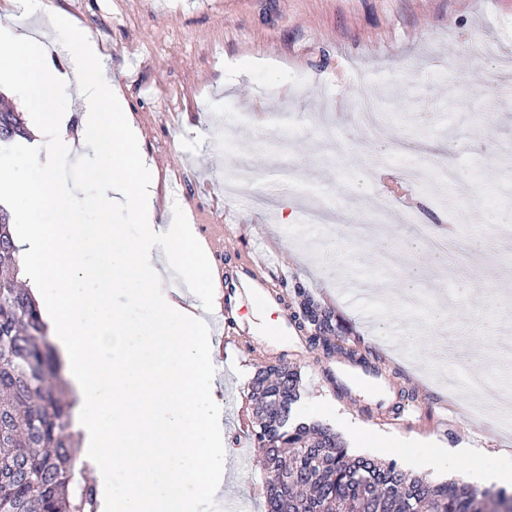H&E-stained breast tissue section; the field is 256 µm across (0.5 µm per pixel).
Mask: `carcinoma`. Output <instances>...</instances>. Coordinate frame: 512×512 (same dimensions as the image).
Returning a JSON list of instances; mask_svg holds the SVG:
<instances>
[{"label":"carcinoma","mask_w":512,"mask_h":512,"mask_svg":"<svg viewBox=\"0 0 512 512\" xmlns=\"http://www.w3.org/2000/svg\"><path fill=\"white\" fill-rule=\"evenodd\" d=\"M28 135L0 100V144ZM296 329L324 356L383 375L379 360L344 343L328 310L295 291ZM300 374L279 360L250 383L251 436L267 473L266 512H499L506 488L431 482L391 458L352 454L322 423L296 422ZM71 403L39 306L19 279L11 215L0 207V512H97L95 488L77 479L68 430Z\"/></svg>","instance_id":"cac0c4a2"}]
</instances>
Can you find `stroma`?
Wrapping results in <instances>:
<instances>
[{
	"mask_svg": "<svg viewBox=\"0 0 512 512\" xmlns=\"http://www.w3.org/2000/svg\"><path fill=\"white\" fill-rule=\"evenodd\" d=\"M110 59L108 72L126 99L157 172L155 204L187 216L220 283L241 250L260 248L282 292L304 289L329 307L349 343L371 350L386 369L381 393L359 386L337 396L334 362L301 336L274 329L277 303L249 308L239 329L272 359L296 366L301 399L294 416L331 425L356 454L396 458L435 482L470 483V468L494 469L512 455V434L474 419L468 369L444 363L443 340L468 339L479 366L501 376L495 351L512 350V331L489 333L487 318L512 317V298L493 283L463 282L478 270L512 277V236L487 214L512 207V106H490L512 92V0H49ZM49 138L0 148V175L30 179V160L45 157ZM446 164L452 178L439 179ZM97 158L69 155L54 168L57 183L82 188L68 219L97 221L98 195L88 177ZM349 214L308 224L304 211L321 202ZM294 223H286L287 215ZM445 218L455 230L450 259L426 277V298L408 309L381 301L380 285L398 284L420 263L408 249L416 228ZM391 226L387 264L358 226ZM487 250L476 256L475 240ZM342 248L355 261L339 270L323 251ZM358 277L363 298L338 296L340 280ZM464 317L430 325L439 299ZM417 329L415 358L390 337ZM224 367V448L231 456L224 494L247 512H264L261 453L247 434L249 385L262 360L254 351L217 347ZM413 391L422 412L411 425L391 423L399 389ZM249 456L239 467L238 442ZM471 448L454 473L430 468L440 448Z\"/></svg>",
	"mask_w": 512,
	"mask_h": 512,
	"instance_id": "obj_1",
	"label": "stroma"
}]
</instances>
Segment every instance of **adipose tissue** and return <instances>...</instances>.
<instances>
[{"label": "adipose tissue", "instance_id": "obj_1", "mask_svg": "<svg viewBox=\"0 0 512 512\" xmlns=\"http://www.w3.org/2000/svg\"><path fill=\"white\" fill-rule=\"evenodd\" d=\"M51 32L66 39L72 64L50 70L40 42L20 16L0 26V83L31 103L32 128L52 137L53 154L79 149L109 165L98 186V222L25 225L16 240L25 280L47 310L52 338L67 367L82 453L109 512H193L219 497L226 459L220 439L223 405L216 397L206 320L184 293L169 288L167 265L190 287L209 279L206 253L188 224H162L153 205L155 178L123 96L105 78L104 57L45 0H31ZM79 99L77 131L63 106ZM34 179L0 181V198L29 215L75 198L34 163ZM121 200L141 224L127 235L112 221ZM127 299L114 305L113 286Z\"/></svg>", "mask_w": 512, "mask_h": 512}]
</instances>
